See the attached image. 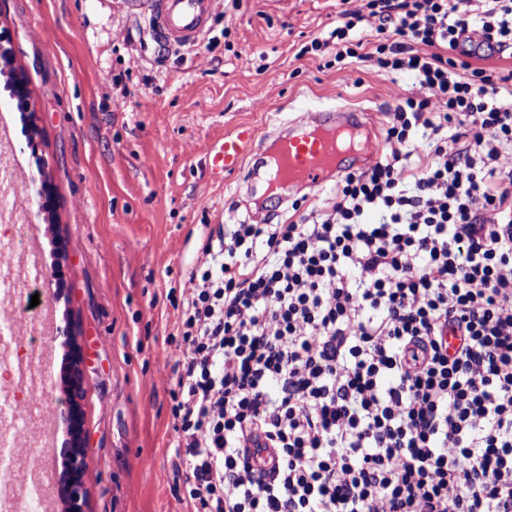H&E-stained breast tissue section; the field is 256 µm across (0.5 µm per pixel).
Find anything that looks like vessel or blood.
<instances>
[{
	"instance_id": "vessel-or-blood-1",
	"label": "vessel or blood",
	"mask_w": 512,
	"mask_h": 512,
	"mask_svg": "<svg viewBox=\"0 0 512 512\" xmlns=\"http://www.w3.org/2000/svg\"><path fill=\"white\" fill-rule=\"evenodd\" d=\"M214 0H155V34L172 45H191L204 31ZM359 121L356 111L335 106L306 108L300 118L290 121L288 134L271 156L260 154L257 129L247 123L217 140L208 163L221 177L254 161L270 190L301 185L321 188L329 181L336 164V131L352 129Z\"/></svg>"
}]
</instances>
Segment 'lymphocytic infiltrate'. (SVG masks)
<instances>
[{"instance_id": "lymphocytic-infiltrate-1", "label": "lymphocytic infiltrate", "mask_w": 512, "mask_h": 512, "mask_svg": "<svg viewBox=\"0 0 512 512\" xmlns=\"http://www.w3.org/2000/svg\"><path fill=\"white\" fill-rule=\"evenodd\" d=\"M308 51L422 93L312 223L236 224L206 246L171 392L187 497L512 512V0H364ZM494 56L505 67H482Z\"/></svg>"}]
</instances>
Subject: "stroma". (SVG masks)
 Here are the masks:
<instances>
[{"label": "stroma", "mask_w": 512, "mask_h": 512, "mask_svg": "<svg viewBox=\"0 0 512 512\" xmlns=\"http://www.w3.org/2000/svg\"><path fill=\"white\" fill-rule=\"evenodd\" d=\"M340 0L216 6L192 46L153 35V0H0V52L25 75L20 110L0 75V166L12 189L0 220V273L38 257L41 294L0 302L33 383L10 401L16 481L53 461L67 349L51 325L74 317L86 362L89 512H191L171 414L186 353L179 303L225 215L248 219L247 171L215 181L211 143L241 123L260 135L309 104L371 111L377 125L414 78L371 62L300 55L336 23ZM53 187L41 205L35 180Z\"/></svg>", "instance_id": "35a3bbf8"}]
</instances>
